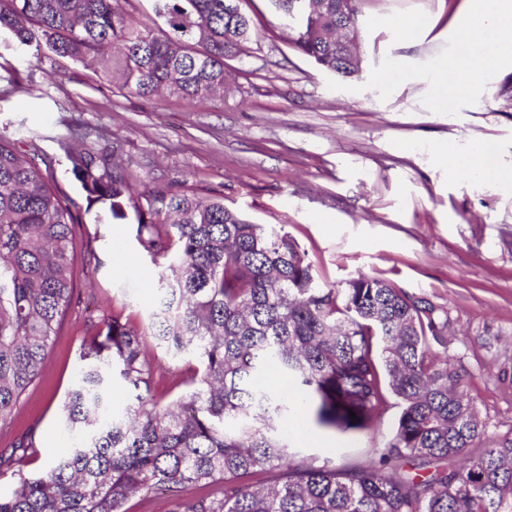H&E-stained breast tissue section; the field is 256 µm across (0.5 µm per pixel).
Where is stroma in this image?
I'll return each mask as SVG.
<instances>
[{"instance_id":"obj_1","label":"stroma","mask_w":512,"mask_h":512,"mask_svg":"<svg viewBox=\"0 0 512 512\" xmlns=\"http://www.w3.org/2000/svg\"><path fill=\"white\" fill-rule=\"evenodd\" d=\"M242 8L259 39L225 59L230 93L194 101L130 94L100 65L49 52L30 67L31 48L0 34V133L22 153L49 156L54 183L85 211L74 302L16 417L0 425V451L31 429L40 454L0 471L1 495L73 445L61 406L79 381L91 323L118 316L143 326L159 303L135 225L96 223L67 158L108 141L147 188L184 181L253 222L284 225L321 282L341 286L363 273L443 307L448 363L488 438L512 431V181L503 175L512 167V100L500 94L512 69L488 72L453 104L437 88L434 65L460 50L455 25L466 0H361L360 71L347 78L295 53L267 0ZM402 17L418 21L405 42L390 28ZM480 143L490 148L481 172L449 171L450 159ZM443 144L452 158L436 154ZM399 414L389 404L373 433L293 414L279 425L302 456L365 467Z\"/></svg>"}]
</instances>
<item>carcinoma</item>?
<instances>
[{"mask_svg":"<svg viewBox=\"0 0 512 512\" xmlns=\"http://www.w3.org/2000/svg\"><path fill=\"white\" fill-rule=\"evenodd\" d=\"M242 0H153V25L128 18L121 0H0V30L34 48L88 63L112 44L111 79L129 93L194 100L229 90L224 59L259 38ZM359 0H315L293 48L342 77L357 72L330 34ZM97 220L136 224L140 252L157 268L160 307L148 329L114 317L82 344L80 382L63 405L73 448L39 473L19 475L0 512H128L131 496L159 493L170 512H512V433L476 458L486 431L462 388L438 362L447 312L397 284L360 274L322 283L280 224H255L189 187L134 194L135 174L109 147L67 152ZM52 159L21 155L0 134V424L12 420L39 377L48 341L74 298L80 210L55 187ZM197 362L190 390L162 405L149 345ZM274 368L289 399L255 379ZM135 396L112 412L113 379ZM402 405L395 432L365 468L297 457L278 421L366 429ZM355 417H350V413ZM36 452L30 431L13 454ZM190 487L213 491L187 498Z\"/></svg>","mask_w":512,"mask_h":512,"instance_id":"obj_1","label":"carcinoma"}]
</instances>
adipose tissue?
<instances>
[{"instance_id": "ef3b65f1", "label": "adipose tissue", "mask_w": 512, "mask_h": 512, "mask_svg": "<svg viewBox=\"0 0 512 512\" xmlns=\"http://www.w3.org/2000/svg\"><path fill=\"white\" fill-rule=\"evenodd\" d=\"M463 33L473 34L488 26H497L500 40L496 51L484 57L481 64H474L471 56L458 53L446 58L437 66L439 75L455 69L464 73L468 84L477 83L486 71L512 64V0H469L467 9L457 21Z\"/></svg>"}]
</instances>
